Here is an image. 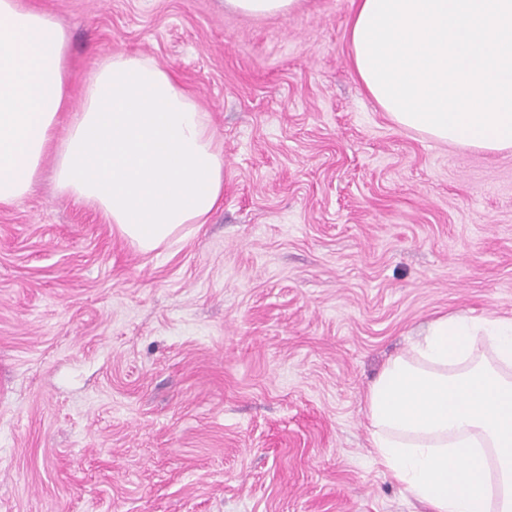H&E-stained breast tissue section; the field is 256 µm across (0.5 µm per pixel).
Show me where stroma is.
Instances as JSON below:
<instances>
[{
	"label": "stroma",
	"instance_id": "stroma-1",
	"mask_svg": "<svg viewBox=\"0 0 512 512\" xmlns=\"http://www.w3.org/2000/svg\"><path fill=\"white\" fill-rule=\"evenodd\" d=\"M34 2L73 87L126 52L197 95L224 200L158 254L50 158L0 207V512H423L364 393L430 319L512 317V151L395 125L350 65V0ZM233 12L251 17L290 15L297 10L300 0H225Z\"/></svg>",
	"mask_w": 512,
	"mask_h": 512
}]
</instances>
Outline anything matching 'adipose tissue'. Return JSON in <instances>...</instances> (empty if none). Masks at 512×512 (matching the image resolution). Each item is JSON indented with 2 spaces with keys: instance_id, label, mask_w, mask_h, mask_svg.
Returning a JSON list of instances; mask_svg holds the SVG:
<instances>
[{
  "instance_id": "ef3b65f1",
  "label": "adipose tissue",
  "mask_w": 512,
  "mask_h": 512,
  "mask_svg": "<svg viewBox=\"0 0 512 512\" xmlns=\"http://www.w3.org/2000/svg\"><path fill=\"white\" fill-rule=\"evenodd\" d=\"M352 5L353 69L397 126L512 151V0ZM49 156L59 193L142 253L198 231L224 197L210 115L169 69L115 53L73 99L64 28L33 0H0V207L32 192ZM365 407L376 463L428 512H512V318L431 320Z\"/></svg>"
}]
</instances>
